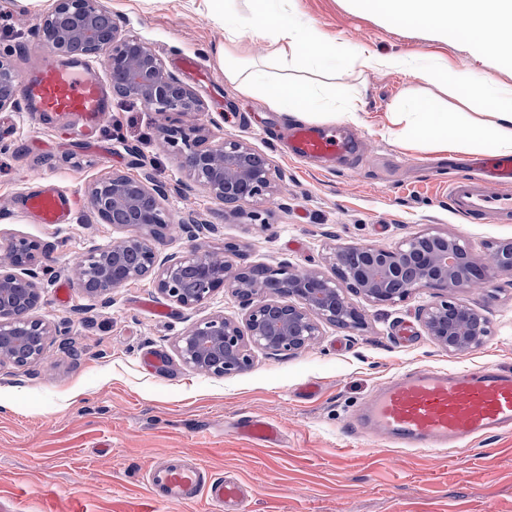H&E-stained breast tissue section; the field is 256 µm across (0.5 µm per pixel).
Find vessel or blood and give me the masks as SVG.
I'll use <instances>...</instances> for the list:
<instances>
[{
  "label": "vessel or blood",
  "mask_w": 512,
  "mask_h": 512,
  "mask_svg": "<svg viewBox=\"0 0 512 512\" xmlns=\"http://www.w3.org/2000/svg\"><path fill=\"white\" fill-rule=\"evenodd\" d=\"M32 116L51 114L66 132L83 135L110 112L112 101L95 70L83 59L59 61L42 50L35 67L18 82ZM354 137L306 125L291 128L292 157L331 162L351 153ZM43 224H62L75 210L72 195L44 185L26 199ZM448 205L470 224L512 221V160H485L478 175L448 185ZM351 434H371L400 449L455 448L479 437L512 428V372L496 365L464 371L419 369L398 374L349 418ZM242 433L255 441L277 438L275 423L261 418L244 422ZM150 498L158 504L205 498L234 512L248 490L239 481L214 476L202 463L171 455L142 473Z\"/></svg>",
  "instance_id": "obj_1"
}]
</instances>
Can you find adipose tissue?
Here are the masks:
<instances>
[{"mask_svg":"<svg viewBox=\"0 0 512 512\" xmlns=\"http://www.w3.org/2000/svg\"><path fill=\"white\" fill-rule=\"evenodd\" d=\"M380 16H391L409 26L429 28L442 35L457 26L472 50L512 63V0H373ZM226 35L216 54L224 75L240 95H264L268 106L307 123L362 121L365 103L361 96L336 99L323 82L302 79L298 73H317L334 68L335 41L303 28L295 0L287 15H280V0H208ZM353 61L362 68H386L411 73L417 79L447 84L448 69L416 54L384 55L359 51ZM277 64L282 73L268 81L266 63ZM490 110L461 123L457 113L411 93L399 95L386 114L384 134L397 138L407 149L428 147L434 151H457L481 147L500 156L512 155V86L497 85L483 78L466 77Z\"/></svg>","mask_w":512,"mask_h":512,"instance_id":"obj_1","label":"adipose tissue"}]
</instances>
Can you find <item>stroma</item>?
<instances>
[{
	"label": "stroma",
	"instance_id": "1",
	"mask_svg": "<svg viewBox=\"0 0 512 512\" xmlns=\"http://www.w3.org/2000/svg\"><path fill=\"white\" fill-rule=\"evenodd\" d=\"M127 29L150 43L166 67L203 100L204 111L158 115L138 103L113 101L89 135L74 138L35 127L24 110L0 111V239L21 236L48 248L49 273L36 317L61 324L47 363L0 368V512H214L203 498L152 510L141 473L170 453L206 464L217 476L251 486L241 512H512V432L480 438L442 453L395 452L371 435L350 436L348 416L389 376L415 367L465 369L496 363L512 368V274L486 288L452 292L454 301L481 311L490 334L466 354L441 350L417 317L430 290L394 306L370 304L359 328L325 327L319 342L296 354L258 351L250 368L226 378L188 370L175 342L205 316L241 318L228 293L184 309L163 299L150 279L88 297L71 270L92 247L113 237L141 235L92 214L87 188L114 172L137 176L152 169L169 185L184 180L160 127L202 125L215 139H240L280 170L273 194L236 214L200 188L170 193V222L156 244L160 255L183 254L190 242L181 219L193 212L217 224L214 247L236 244L237 262L286 264L323 273L329 245L388 247L401 238L437 231L487 253L511 239L510 224H467L450 212L447 186L468 173L486 151L407 150L381 135L395 97L411 90L465 111L468 91L442 88L390 69L354 70L346 61L358 46L383 54L418 52L448 68L449 78L477 72L512 86V65L475 54L456 30L429 31L380 21L362 0H300L301 19L335 39L342 68L328 89L357 93L363 122L348 125L358 157L332 166L288 153L295 121L269 108L263 96L245 97L224 76L213 51L224 28L202 4L188 0H103ZM52 0H0V53L16 73L35 61L43 15ZM194 58L199 72L183 68ZM51 176L81 204L65 224L39 223L25 207L36 181ZM68 299L58 302V286ZM276 422L279 442L263 445L237 431L247 417Z\"/></svg>",
	"mask_w": 512,
	"mask_h": 512
}]
</instances>
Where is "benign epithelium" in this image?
<instances>
[{"label":"benign epithelium","mask_w":512,"mask_h":512,"mask_svg":"<svg viewBox=\"0 0 512 512\" xmlns=\"http://www.w3.org/2000/svg\"><path fill=\"white\" fill-rule=\"evenodd\" d=\"M44 41L60 57L80 53L103 61L112 95L140 103L161 115L197 113L199 95L167 69L148 42L125 28L102 0H54L41 21ZM18 109L15 71L0 55V111ZM179 145V166L191 181L235 213L248 200L272 192L276 170L270 160L245 141L212 140L190 125L162 128ZM166 184L146 173L139 179L114 173L88 189V201L99 219L116 228L137 224L144 235L115 237L95 247L72 268L73 280L93 298L145 277L157 292L186 309L206 304L219 290L230 292L245 310L239 323L221 314L198 320L176 341L182 364L217 377L236 374L252 364L259 350L278 355L313 347L322 327H360L363 313L348 299L354 289L374 305H394L420 288L442 292L480 289L487 283L480 268L512 272V242L497 245L477 263L461 240L426 232L399 240L389 248L372 245L333 246L326 260L334 277L291 266L236 265L229 256L237 245L216 249L206 239L218 228L190 213L181 220L192 249L180 256L159 258L154 246L168 224L162 201ZM40 244L14 238L0 248V367L35 366L46 360L47 345L61 335L60 326L33 315L48 268ZM427 334L455 354L480 347L489 335L486 317L478 310L447 299L418 309Z\"/></svg>","instance_id":"obj_1"}]
</instances>
